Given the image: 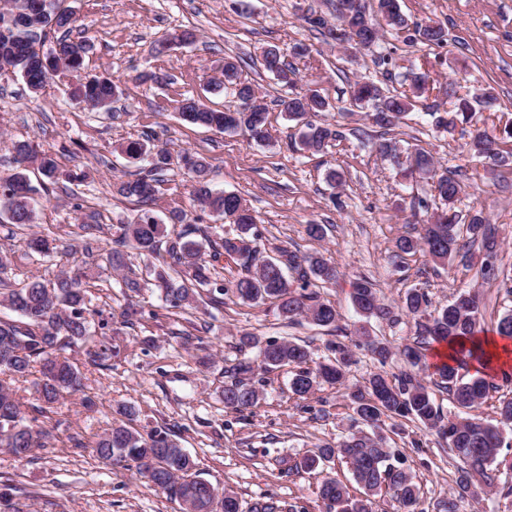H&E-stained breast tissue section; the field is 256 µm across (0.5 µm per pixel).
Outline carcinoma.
I'll return each instance as SVG.
<instances>
[{
  "label": "carcinoma",
  "mask_w": 512,
  "mask_h": 512,
  "mask_svg": "<svg viewBox=\"0 0 512 512\" xmlns=\"http://www.w3.org/2000/svg\"><path fill=\"white\" fill-rule=\"evenodd\" d=\"M355 0H336V23L331 24L322 16H309L306 21L327 30L333 39L348 40L347 30L369 25V34L362 47L370 50L379 40L384 25L395 31L396 37L407 45L441 47L447 41L445 29L437 24L409 23L399 0H376L375 13L364 14L352 9ZM28 11L32 18L24 25L14 19L13 9L0 11V70L19 75L29 90L40 91L50 78L47 70L40 68V61L53 54L63 67L59 76L65 77L83 65L85 44L67 38L72 32L76 14L66 0H15L14 9ZM60 32L64 38L56 46L43 52L50 33ZM261 65L274 74L287 87L295 86L298 73L282 60L276 47H265L260 53ZM222 78L212 82L235 95L251 97L255 94L253 83L243 74L239 63L226 60ZM428 71L417 68L411 71L409 90L392 91L373 81L356 83L351 87L352 105L361 108L372 105L368 114L373 125L389 131L404 123L415 110L419 98L429 92ZM122 93L120 86L110 77L98 76L75 85L71 90L74 99L102 110L112 111V103ZM289 120L300 127L299 149L316 153L330 143H341L343 135L326 121L323 113L332 109L329 101L316 89L307 88L281 101ZM179 118L191 125L215 129L219 132L246 133L259 146L270 142L268 109L256 112H225L213 108L194 97L179 101ZM474 107L467 98L458 99L455 108L440 111L427 107L425 115L434 129L452 133L457 126L470 123ZM512 123H506L492 132L476 131L470 142V151L484 157L494 166H505L512 161ZM376 151L397 167L407 166L410 174L431 182L435 196L444 204L436 211L422 233L417 237L403 236L397 241L394 254L396 262L421 252L435 265H446L456 257L468 258L470 247L480 244L483 258L479 272L483 278L497 277L495 258L502 242L494 225L480 214L473 215L468 224H460L454 203L464 191V185L455 175L439 171V162L423 148H402L392 139L375 144ZM127 159L136 161L154 155L152 167L134 180L117 181L112 190L124 198H134L146 205L155 200L162 180L156 171L171 165L170 155L146 137L131 139L120 145ZM185 166L195 182V190L203 209L224 217L236 226V234L221 242H210L213 258L224 255L244 268L245 274L231 282L236 296L246 302L273 301L279 314L293 322L303 319L319 327L336 328L340 319L336 306L320 298L311 289L313 282L334 284L340 271L319 255H302L297 251L277 249L274 256L259 257L253 243L256 238L255 217L243 198L233 192L216 191L206 182L207 163L200 158L184 157ZM38 163L44 176L55 180L57 164L54 157L37 153L27 142L15 145V163L18 171L0 177V214L7 215L17 229L29 228L35 223L32 193L34 187H25L26 164ZM163 220L143 208L136 218L126 224L116 225L112 246L104 258L106 267L114 272L127 268L125 248L132 247L143 255L154 254L165 237ZM26 245L32 252L49 256L54 250L53 241L46 236L31 234ZM204 242L187 240L169 244V262L156 271V281L165 301L172 308L191 306L199 290L211 285L214 265L205 257ZM86 287L81 277L63 273L50 285L42 278L32 276L20 288L0 291V304L15 312L18 319L0 318V339L13 344V354L7 361H0V447L16 459L29 457L34 446H46L51 434L37 425L38 417L53 412L54 404L64 395L82 391L79 368L66 356V351L78 349L85 356V363L104 367L112 358V347L94 340L88 308L85 307ZM351 302L357 314L366 320L375 318L396 324L398 315L378 296L377 289L368 279L354 283ZM401 310L416 320L419 335L424 343L406 344L399 350L408 369L392 377L385 372L371 374L362 385L349 388L346 398L354 412V426L379 427L381 418L410 417L426 429L448 440V448L460 461L457 485L466 492L476 475L488 485L495 480L494 472L509 467L508 454L502 449L511 447L505 432L512 427V397L504 398L496 406L498 419L492 422L481 416L479 409L496 386L488 374L480 371L464 379L460 370L468 360L486 365L491 354L484 348L479 333L480 308L478 297L469 292H459L448 305L433 308L431 300L421 288L407 291ZM361 340L356 347L371 353L380 364L392 354V347L370 336L366 328L357 330ZM446 344L453 347L454 355L448 362L429 364L427 346ZM244 348L258 349L256 358L244 357L233 366L234 381L224 386V406L242 411L257 405L259 392L247 383L255 371H272L283 366L293 368L290 379L291 392L305 399L323 384H343L354 353L350 346L338 340L332 346L333 357L317 361L304 341L288 340L260 344L254 336L240 339ZM41 366V377L35 381L40 404L34 408L38 416L29 418L21 409L12 388V381L27 378L35 365ZM448 391L450 402L457 410L455 419L445 420L429 390V383ZM120 418L94 445L99 459L115 465L134 468L147 482L176 501L178 496L189 498L193 512H239L237 498L230 492L218 493L216 488L201 478L196 464L179 442L165 430L143 433L129 424L134 416L132 407L119 410ZM343 458L349 465L353 480L364 490V496L354 499L349 488L334 477L326 476L319 486V496L326 512H373L372 497L386 488L399 505L400 512H415L420 498V488L413 477L396 464L395 454L384 447V438L362 429L332 446L324 444L302 459L300 467L316 469L336 458Z\"/></svg>",
  "instance_id": "carcinoma-1"
}]
</instances>
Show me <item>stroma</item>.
I'll return each mask as SVG.
<instances>
[{"instance_id":"1","label":"stroma","mask_w":512,"mask_h":512,"mask_svg":"<svg viewBox=\"0 0 512 512\" xmlns=\"http://www.w3.org/2000/svg\"><path fill=\"white\" fill-rule=\"evenodd\" d=\"M76 9L73 39L85 41L83 68L69 81L48 80L31 93L17 75L0 72V176L15 172L14 146L28 142L53 155L59 176L49 192H42L43 176L36 164L26 174L36 187L34 231L56 236L58 250L50 259L28 255L20 235L0 223V248L10 255L4 275L10 287L27 277L51 281L60 272L83 271L90 289L87 306L95 323L104 325L116 346L108 368L82 364L84 392L92 408L68 399L55 409L45 428L53 446L34 450L18 461L0 449V480H8L25 512H179L177 502L148 486L135 471L103 464L93 446L110 428L119 405L134 407L136 428L169 430L197 463V471L218 490L233 492L240 512H251L258 501L271 498L292 504L299 512H323L318 488L324 475L335 476L359 494L345 460L330 462L326 470L301 468L300 460L317 446L337 442L351 431L353 411L341 388L323 385L307 398L289 388L291 367L256 371L252 385L260 394L255 407L234 411L224 406L228 371L240 353V339L251 334L261 340L301 339L316 356H329L337 334L366 327L371 335L398 347L416 342L415 322L402 318L391 325L376 319L362 322L350 299L351 284L359 278L375 284L385 302L400 305L406 291L425 289L433 306L448 303L459 290L477 294L486 334L512 310V293L501 279L485 280L477 267L460 262L437 266L426 257H411L406 267L393 259L396 242L418 236L421 223L438 202L423 180L402 176L376 151L379 130L364 110L351 107L350 87L358 80L382 81V69L364 50L343 49L311 28L305 15L329 16L332 0H70ZM414 22H435L448 31L438 51L424 46L397 45L403 68L430 60V100L442 109L453 108L446 94L473 97L491 89L493 98L482 104L471 124L453 134L435 131L427 116L418 114L396 127L403 144L430 152L456 172L465 191L456 203L468 216L482 213L495 224L503 245L498 265L512 276V166L491 168L472 157L467 145L476 130H493L512 119V0H400ZM193 31V42L160 52L169 35ZM305 44L310 56L292 53ZM278 47L299 72L303 86L320 91L332 109L325 119L345 138L340 148L318 154L294 150L298 130L277 106L288 90L259 63L263 47ZM232 57L260 90L269 110L270 145L249 142L243 132L221 133L182 122L176 112L180 97H199L217 108L235 106L230 92H209L208 83ZM164 67L173 82L160 89L144 75ZM109 76L122 94L112 112H99L69 96L70 83L91 76ZM171 156L191 153L208 166L209 185L242 196L253 212L261 255L285 247L319 254L343 273L333 285H323L322 299L341 314L338 330L308 322L288 323L275 303L254 304L233 294L212 301L202 291L198 305L184 311L166 305L151 284L150 269L158 256L130 254L129 264L139 291L125 288L121 275L103 272L99 264L109 249L113 227L131 221L140 203L116 195L112 184L135 178L141 164H132L118 151L120 143L142 137ZM343 180L331 186L330 170ZM162 190L151 207L166 219L168 240L198 238L194 217H202L211 239L233 236L228 220L202 211L195 183L183 168L162 171ZM427 208H417V201ZM186 213L187 221L171 223L170 212ZM310 223L325 225L323 239L308 237ZM142 310L143 318L125 321L127 307ZM380 431L387 445L421 487L420 512H437V504L455 488L458 463L448 443L408 418H386Z\"/></svg>"}]
</instances>
